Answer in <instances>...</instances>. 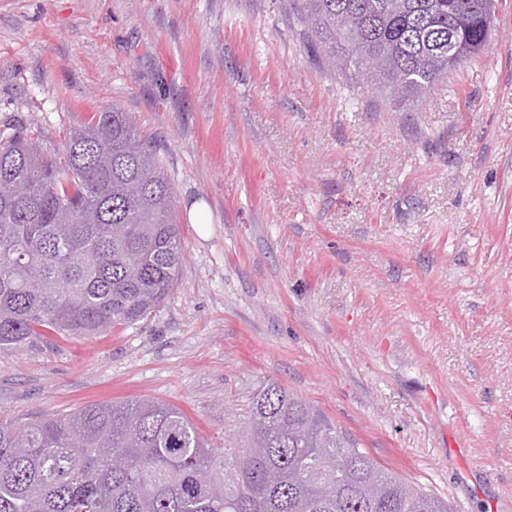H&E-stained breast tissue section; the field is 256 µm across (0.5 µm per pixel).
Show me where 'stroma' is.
<instances>
[{"instance_id":"obj_1","label":"stroma","mask_w":512,"mask_h":512,"mask_svg":"<svg viewBox=\"0 0 512 512\" xmlns=\"http://www.w3.org/2000/svg\"><path fill=\"white\" fill-rule=\"evenodd\" d=\"M396 104L288 0H0V137L130 112L185 249L146 320L0 351V423L148 398L235 446L275 382L452 512H512V0ZM200 208L204 224L191 223Z\"/></svg>"}]
</instances>
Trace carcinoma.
<instances>
[{"instance_id": "1", "label": "carcinoma", "mask_w": 512, "mask_h": 512, "mask_svg": "<svg viewBox=\"0 0 512 512\" xmlns=\"http://www.w3.org/2000/svg\"><path fill=\"white\" fill-rule=\"evenodd\" d=\"M328 70L422 103L485 51L496 0H289ZM184 260L174 189L118 107L62 155L25 131L0 141V350L99 336L148 317ZM0 512H450L271 383L243 443L208 446L177 407L92 403L0 425Z\"/></svg>"}]
</instances>
